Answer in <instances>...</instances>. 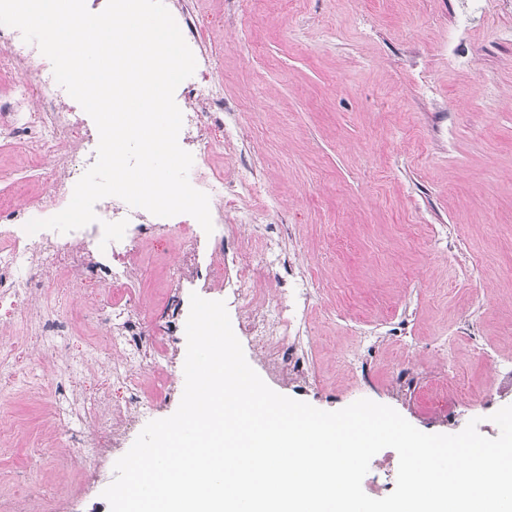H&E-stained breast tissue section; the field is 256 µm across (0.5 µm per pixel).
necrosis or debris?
<instances>
[{"instance_id":"1","label":"necrosis or debris","mask_w":512,"mask_h":512,"mask_svg":"<svg viewBox=\"0 0 512 512\" xmlns=\"http://www.w3.org/2000/svg\"><path fill=\"white\" fill-rule=\"evenodd\" d=\"M164 3L196 59V82L175 91L183 115L178 142L193 156L190 184L209 197L214 226L209 234L191 215L157 217L117 197L99 200L97 222L83 228L66 234L27 233L25 225L32 218L46 219L67 207L76 183L97 159L99 133L76 112L38 46L24 42L18 29L0 25V76L9 78L0 90V148L23 149L45 187L35 205L0 202V325L20 330L0 342V401L9 402L21 389H44L57 400H74V408L59 411L57 434L80 443L92 470L107 448L154 406L140 381L141 370L162 367L168 359L162 340L149 337L150 320L131 276L146 242L178 234L183 247L169 268L170 285L183 290L185 271L204 258L208 287L223 290L236 311L238 330L253 350L269 365L308 374L302 352L308 343L303 322L307 290L293 289L285 299L256 293L252 282L267 264V250L257 249L250 261L236 265L224 250L225 218L241 227L262 223V213L240 206L239 200L261 194L263 188L244 166L235 179L225 181L219 163L236 136L234 123L224 119V79L212 63L221 46L206 42L213 16L175 0ZM123 219L128 222L123 238L103 243L102 222ZM75 285L85 286L83 307L104 333L74 348L72 322L57 301L62 289ZM62 340L67 343L66 362L55 377L32 375L30 360L52 353ZM95 360L106 364L107 373L98 375L93 390L78 387V375L90 373ZM117 384L125 393L119 404L112 401Z\"/></svg>"}]
</instances>
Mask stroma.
Segmentation results:
<instances>
[{
  "label": "stroma",
  "mask_w": 512,
  "mask_h": 512,
  "mask_svg": "<svg viewBox=\"0 0 512 512\" xmlns=\"http://www.w3.org/2000/svg\"><path fill=\"white\" fill-rule=\"evenodd\" d=\"M223 25L224 100L239 111L240 158L264 188L280 242L253 286L305 284L310 374L274 391L335 411L367 398L418 430L455 434L512 405V0H199ZM140 282L167 312L166 264ZM372 337L360 341L361 331ZM184 331L171 368L145 371L148 420L171 416L185 385ZM50 399L0 406V490L29 463L33 512H110L118 452L90 475L78 448L53 443ZM46 441L40 459L32 445ZM399 457L379 451L362 481L396 486Z\"/></svg>",
  "instance_id": "stroma-1"
}]
</instances>
